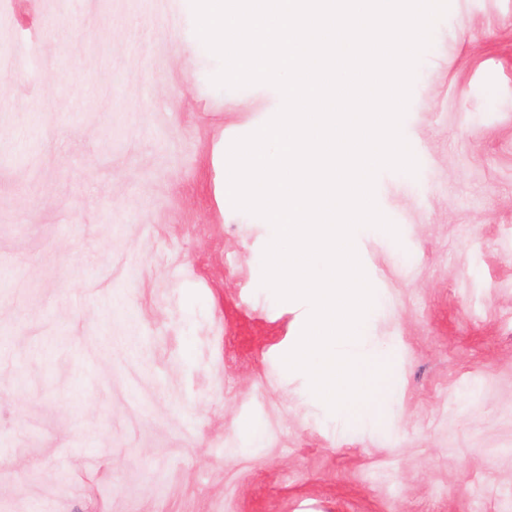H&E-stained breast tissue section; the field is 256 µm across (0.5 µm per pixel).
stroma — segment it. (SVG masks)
<instances>
[{"mask_svg": "<svg viewBox=\"0 0 512 512\" xmlns=\"http://www.w3.org/2000/svg\"><path fill=\"white\" fill-rule=\"evenodd\" d=\"M433 34L357 241L393 409L346 428L221 194L280 92L212 84L191 0H0V512H512V0Z\"/></svg>", "mask_w": 512, "mask_h": 512, "instance_id": "35a3bbf8", "label": "stroma"}]
</instances>
